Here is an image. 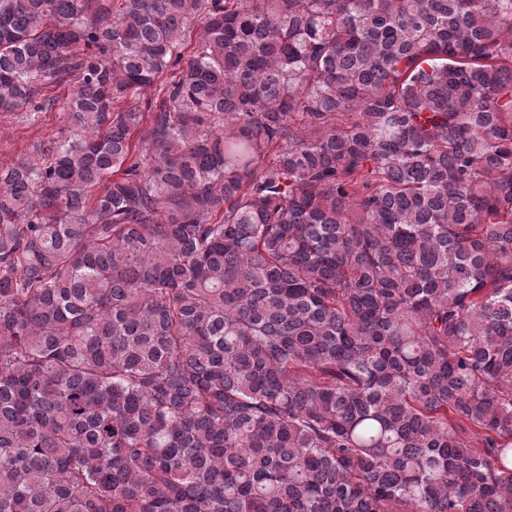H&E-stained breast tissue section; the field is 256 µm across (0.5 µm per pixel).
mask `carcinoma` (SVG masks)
<instances>
[{
	"mask_svg": "<svg viewBox=\"0 0 512 512\" xmlns=\"http://www.w3.org/2000/svg\"><path fill=\"white\" fill-rule=\"evenodd\" d=\"M68 82L0 512H512V0H0V112Z\"/></svg>",
	"mask_w": 512,
	"mask_h": 512,
	"instance_id": "carcinoma-1",
	"label": "carcinoma"
}]
</instances>
